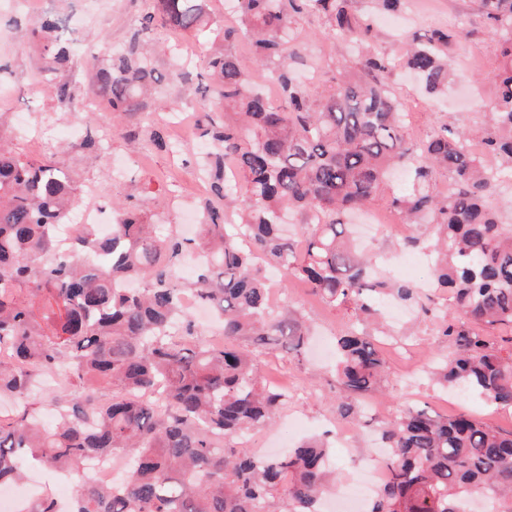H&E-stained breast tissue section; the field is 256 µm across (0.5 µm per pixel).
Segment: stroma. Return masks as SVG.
<instances>
[{
    "mask_svg": "<svg viewBox=\"0 0 512 512\" xmlns=\"http://www.w3.org/2000/svg\"><path fill=\"white\" fill-rule=\"evenodd\" d=\"M415 11L408 24L417 29L452 28L466 24L472 31L470 42L452 46L448 57L455 74L441 103L434 104L416 88L413 80L399 81L394 92L403 106L412 142L425 140L437 121L449 117L463 128L479 125L483 119L474 104L493 102L497 94L495 72L497 60L487 33L478 0H410ZM151 0H58V10L81 18L76 30L79 52L72 77L74 104L57 103L53 98L37 95L40 84H55L54 75L42 68L40 52L31 34L38 15L34 5L23 0H0V136L14 140L19 150L31 160L62 152L71 168L77 191L87 185H98L99 201L111 208L115 200L143 206L152 223L161 232L177 228L180 212L169 201L153 205L144 198V189L158 190L171 185L181 194L191 195L190 207L200 210L203 201L194 197L189 183L196 171L194 152L174 155L158 149L148 136L134 143L117 134H103V127L113 124L112 105L94 99L91 92L90 58L108 59L125 53L132 44L151 41L161 45L153 57L159 70H166L174 59L183 57L193 82L207 83L206 49L210 32L178 34L163 28L142 30L141 19ZM300 27L307 35V56L299 73L309 85L312 95H320L337 70L354 66L356 55L349 42L326 37L327 22L318 14L303 16ZM194 94L187 85L165 84L154 93L141 116L144 127L176 121L180 109ZM79 127L83 136L104 137L105 151L98 154L78 149L66 150L70 127ZM271 288L275 303L301 311L312 324L310 350L301 360L271 351L261 361V373L272 379L287 380L289 386L301 388V395L284 406L271 425L252 434V446L266 447L269 439L288 433L293 418H301L309 426L310 435L322 436L336 431V389L332 384L331 360L318 356L314 343L334 350L335 339L354 320L349 306L326 307L310 294L301 282L283 284L274 281ZM393 345L384 349L388 377L384 394L366 397L369 419L354 427V439L347 448L333 451V459L341 481L352 476L354 463L373 459L377 422L390 419L406 407L426 408L441 414L472 413L479 420L512 428V413L495 410L478 398L449 395L429 384L424 376L409 374L410 363L422 362L438 346L433 321L417 314L393 327Z\"/></svg>",
    "mask_w": 512,
    "mask_h": 512,
    "instance_id": "stroma-1",
    "label": "stroma"
}]
</instances>
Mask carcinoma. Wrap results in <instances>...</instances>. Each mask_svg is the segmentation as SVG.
Returning a JSON list of instances; mask_svg holds the SVG:
<instances>
[{
	"label": "carcinoma",
	"mask_w": 512,
	"mask_h": 512,
	"mask_svg": "<svg viewBox=\"0 0 512 512\" xmlns=\"http://www.w3.org/2000/svg\"><path fill=\"white\" fill-rule=\"evenodd\" d=\"M237 22L214 33L208 55L211 94L199 123L210 144L199 174L224 201L201 211L196 245L172 230L154 231L141 211L114 204L112 236L72 226L75 249L58 248L55 229L78 199L66 166L52 155L30 160L0 141V485L36 463L75 482L72 512H320L335 480L329 444L306 441L275 457L242 450L237 440L266 426L288 391L261 379L260 356L278 348L300 359L310 324L279 311L264 275L268 265L304 282L330 306L351 303L361 327L337 339V414L355 421L361 398L378 390L385 362L369 325L383 305L431 308L408 283L379 277L375 258L351 243L353 216L379 195L391 172L409 167L410 193L390 201L408 224L435 237L436 286L451 290L438 330L451 352L435 353L431 378L460 394L512 411V224L493 202L512 192V0H480L498 59V95L478 132L439 121L421 144L406 130L393 94L397 67L435 97L448 89V41L462 24L414 33L391 57L370 48L372 17L405 0H235ZM326 17L328 34L353 44L359 70L333 77L319 98L295 76L305 42L301 16ZM183 32L209 25L208 0H153L142 29ZM64 14L42 13L33 28L43 69L67 74L77 41ZM251 49L273 76L269 95L242 67L233 45ZM155 47L142 44L95 69L93 94L134 115L163 80L189 83L179 62L157 72ZM480 154L467 150L473 140ZM450 188H437L439 175ZM206 253L192 277L182 260ZM133 277L141 288H122ZM211 306L224 343L195 330L185 292ZM62 368L71 386L51 389L54 421L31 407L39 377ZM105 381L104 398L92 382ZM389 452L387 480L364 512H466L479 497L512 512V429L465 412L408 408L380 425ZM94 455L132 461L122 488L89 481Z\"/></svg>",
	"instance_id": "1"
}]
</instances>
